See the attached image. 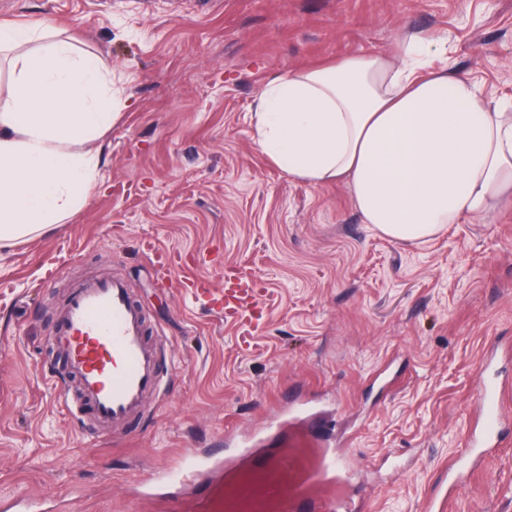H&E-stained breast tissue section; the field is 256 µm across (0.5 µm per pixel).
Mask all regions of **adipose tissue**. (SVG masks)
Masks as SVG:
<instances>
[{
	"label": "adipose tissue",
	"mask_w": 512,
	"mask_h": 512,
	"mask_svg": "<svg viewBox=\"0 0 512 512\" xmlns=\"http://www.w3.org/2000/svg\"><path fill=\"white\" fill-rule=\"evenodd\" d=\"M29 42L0 98V249L82 206L121 100L68 40L0 22V48ZM432 47L410 33L394 58L353 54L271 79L253 116L259 150L308 185L344 182L363 223L394 241L512 206V112L456 70L429 69Z\"/></svg>",
	"instance_id": "ef3b65f1"
}]
</instances>
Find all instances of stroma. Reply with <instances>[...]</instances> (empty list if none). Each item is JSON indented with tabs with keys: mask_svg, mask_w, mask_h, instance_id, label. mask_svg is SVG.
Listing matches in <instances>:
<instances>
[{
	"mask_svg": "<svg viewBox=\"0 0 512 512\" xmlns=\"http://www.w3.org/2000/svg\"><path fill=\"white\" fill-rule=\"evenodd\" d=\"M54 23L122 90L100 140L101 185L64 224L0 250V503L19 512H177L190 488L140 497L190 455L200 483L254 427L344 443L374 512H421L461 453L483 353L512 349V209L393 241L347 187H312L258 149L252 118L273 77L353 53H395L403 32L438 45L484 93L512 99V0H0V22ZM168 250L157 264L141 248ZM236 266L266 292L241 335L218 313ZM118 274L173 365L135 426L98 436L61 389L53 323L69 288ZM211 283L196 303L183 278ZM400 471L379 482L376 459ZM452 512H512V439L459 487Z\"/></svg>",
	"mask_w": 512,
	"mask_h": 512,
	"instance_id": "1",
	"label": "stroma"
}]
</instances>
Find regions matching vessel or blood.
I'll use <instances>...</instances> for the list:
<instances>
[{
	"label": "vessel or blood",
	"mask_w": 512,
	"mask_h": 512,
	"mask_svg": "<svg viewBox=\"0 0 512 512\" xmlns=\"http://www.w3.org/2000/svg\"><path fill=\"white\" fill-rule=\"evenodd\" d=\"M260 293L248 275L238 272L224 291V317L241 326L251 325ZM144 309L131 297L123 277H96L76 283L53 330L68 379L78 382V398L100 426L120 425L139 418L149 396L160 393L168 376L161 358L147 339ZM503 385L486 380L476 405V424L464 452L448 465V488L432 498L423 512H445L465 471L491 456L496 435L508 412L502 402ZM243 465L230 464L233 486L224 494V512H368V496L356 490L357 472L341 452L316 453L313 467L303 475L288 467L287 456L271 461L244 448ZM200 464L180 462L163 475L166 483L193 486Z\"/></svg>",
	"instance_id": "b4317fda"
}]
</instances>
